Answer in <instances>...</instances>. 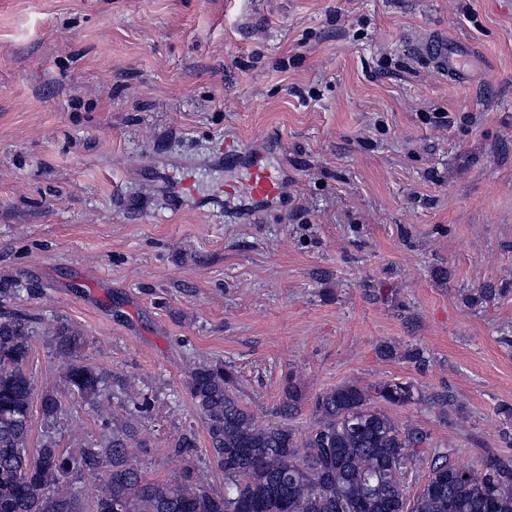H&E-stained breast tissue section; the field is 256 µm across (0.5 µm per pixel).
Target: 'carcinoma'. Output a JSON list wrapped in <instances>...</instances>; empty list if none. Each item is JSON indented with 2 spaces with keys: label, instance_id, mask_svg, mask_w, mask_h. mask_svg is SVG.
I'll list each match as a JSON object with an SVG mask.
<instances>
[{
  "label": "carcinoma",
  "instance_id": "carcinoma-1",
  "mask_svg": "<svg viewBox=\"0 0 512 512\" xmlns=\"http://www.w3.org/2000/svg\"><path fill=\"white\" fill-rule=\"evenodd\" d=\"M34 330L20 315L0 316V512H75L66 475L76 469L103 478L93 512H512V457L493 456L479 471L464 470L441 455L412 497L406 476L430 446L421 428H400L377 407L418 401L410 382L343 383L314 400L316 424L298 434L285 423L259 424L239 400L238 378L222 363L186 373L185 388L224 472V494L210 492L191 468L179 478L149 482L128 434L106 448L67 454L50 442L26 447L33 387L24 371ZM58 354L72 357L82 334L56 330ZM67 381L84 396H103L91 366L73 364ZM304 402L288 375L279 407L283 418Z\"/></svg>",
  "mask_w": 512,
  "mask_h": 512
}]
</instances>
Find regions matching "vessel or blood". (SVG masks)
Instances as JSON below:
<instances>
[{"label":"vessel or blood","instance_id":"obj_1","mask_svg":"<svg viewBox=\"0 0 512 512\" xmlns=\"http://www.w3.org/2000/svg\"><path fill=\"white\" fill-rule=\"evenodd\" d=\"M424 50L448 75L460 72L463 54L458 43L430 41ZM213 159L233 171L236 178L225 190L204 196L205 203L220 200L226 193L237 194L247 200L250 211L259 213L280 202L288 181V168L284 162L269 163L263 153L238 141L226 142Z\"/></svg>","mask_w":512,"mask_h":512}]
</instances>
